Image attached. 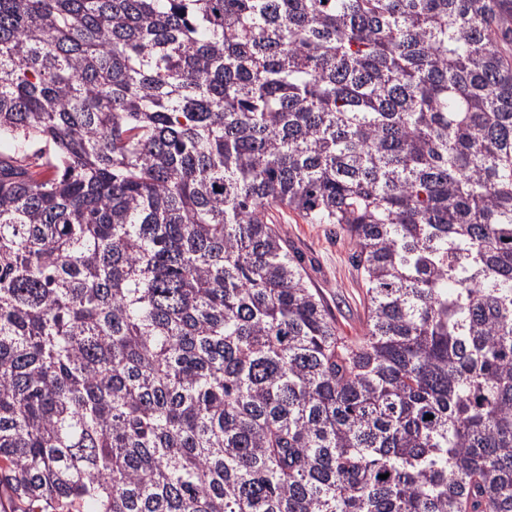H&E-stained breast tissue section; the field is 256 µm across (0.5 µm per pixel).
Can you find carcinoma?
Wrapping results in <instances>:
<instances>
[{"label":"carcinoma","instance_id":"carcinoma-1","mask_svg":"<svg viewBox=\"0 0 512 512\" xmlns=\"http://www.w3.org/2000/svg\"><path fill=\"white\" fill-rule=\"evenodd\" d=\"M1 143L0 512H512V0H0ZM288 240V251L300 261L318 288L342 336L355 338L365 325V288L353 261V246L336 224H306L295 212H274Z\"/></svg>","mask_w":512,"mask_h":512}]
</instances>
